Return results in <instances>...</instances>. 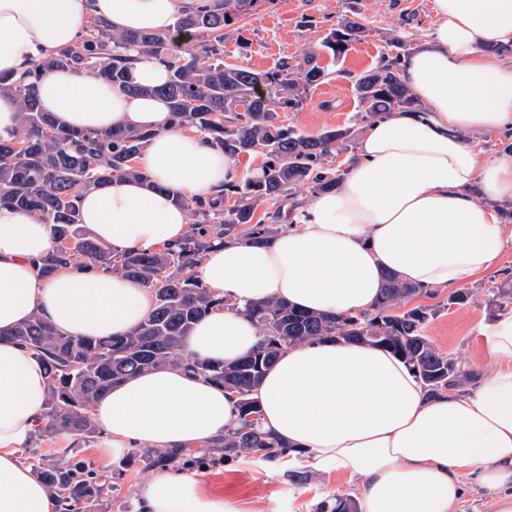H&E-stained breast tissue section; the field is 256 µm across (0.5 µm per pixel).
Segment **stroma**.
Wrapping results in <instances>:
<instances>
[{
  "label": "stroma",
  "mask_w": 512,
  "mask_h": 512,
  "mask_svg": "<svg viewBox=\"0 0 512 512\" xmlns=\"http://www.w3.org/2000/svg\"><path fill=\"white\" fill-rule=\"evenodd\" d=\"M348 17L366 24L369 35L344 57L332 58L322 42L334 25ZM433 28L430 0H275L273 6L236 23L224 40V61L266 71L287 58L316 55L327 73L325 80L310 88L299 109L280 113V120L306 136L338 126L361 131L365 125L354 91L356 78L373 69L389 51L391 37H400L412 50L428 39ZM510 276L512 249L505 253L500 270L467 284L465 304L449 305L444 293L434 299L440 310L428 322L426 334L440 352L457 359L463 374L476 368L490 371L499 365L484 329L499 316L490 302V291ZM103 442L99 436L79 445L71 460L108 476L110 489L103 512H134L140 487L154 471L142 462L144 449L107 456L101 451ZM195 476L205 493L224 498L232 512H315L322 500L357 493L355 484L344 475H320L300 462L263 463L253 454L196 471Z\"/></svg>",
  "instance_id": "35a3bbf8"
}]
</instances>
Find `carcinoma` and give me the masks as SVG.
Listing matches in <instances>:
<instances>
[{
	"label": "carcinoma",
	"mask_w": 512,
	"mask_h": 512,
	"mask_svg": "<svg viewBox=\"0 0 512 512\" xmlns=\"http://www.w3.org/2000/svg\"><path fill=\"white\" fill-rule=\"evenodd\" d=\"M274 0H224V12H197L179 17L175 31L192 37L184 54L174 55L168 35L134 31L112 34L106 22L94 19L80 45L37 64L16 80L0 77V94L19 102L17 129L0 137V206L29 211L50 224L57 244L40 267L51 274L62 263L89 262L122 273L152 287L156 305L139 326L122 336L72 338L56 332L38 316L13 328L9 336L27 346L45 365L49 384L38 440L59 435L75 437L72 444L37 459L35 472L63 512H93L106 495L107 481L65 461L75 445L91 442L98 429L91 419L93 404L112 386L141 372L168 365H185L238 396L239 423L224 434V458L260 454L272 462L285 455L286 444L264 431L247 416L258 412L252 398L265 372L289 347L313 341H357L390 350L404 360L435 396L460 378L456 360L437 350L424 334L436 309L416 306L402 313L393 310L408 299L425 295L394 273L385 277L375 309L356 316H335L299 311L284 301L270 300L247 308L261 336L246 357L228 365L188 358L183 341L192 325L216 307L224 306L192 274L214 243L249 237L264 240L279 227L257 217L266 201L288 199L305 187L317 194L337 186L340 176L324 169L327 158L351 149L355 130L327 129L303 136L278 119L276 109L299 107L308 88L325 77L313 54L291 64L281 61L267 71L224 64V30ZM365 24L340 22L325 37L323 47L332 57L346 55L351 45L367 36ZM396 53L354 84L364 106L362 121L374 122L396 110L418 107L401 82L406 48L391 39ZM164 60L169 80L159 87L128 81L132 54ZM71 67L86 70L123 85L134 95L161 96L180 123L209 136L230 159L260 155L262 164L228 184L220 199L190 208L189 234L175 248L115 254L96 241L79 223L82 194L108 182L115 174L144 181L136 158L151 137L148 132L103 130L84 133L55 123L40 110L36 84L45 71ZM233 203H228V199ZM492 304L504 311L512 304V281L492 290ZM288 343H282V338ZM176 450L144 458L145 467H168L180 460ZM316 512H359L356 499L338 496L324 501Z\"/></svg>",
	"instance_id": "carcinoma-1"
}]
</instances>
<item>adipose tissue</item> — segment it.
Returning a JSON list of instances; mask_svg holds the SVG:
<instances>
[{
  "mask_svg": "<svg viewBox=\"0 0 512 512\" xmlns=\"http://www.w3.org/2000/svg\"><path fill=\"white\" fill-rule=\"evenodd\" d=\"M431 36L401 79L425 112H395L369 124L335 190L295 210L263 241L238 239L205 252L195 275L226 307L185 339L188 357L231 363L260 340L246 309L284 300L343 316L371 311L387 272L417 287L458 288L498 270L512 230L498 204L512 202V153L488 159L478 133L512 129V62L485 53L512 44V0H432ZM224 0H0V76L76 46L91 19L110 32L175 35L178 16L220 12ZM37 97L60 125L86 131L152 132L137 167L146 188L116 177L80 200L83 227L117 252L159 249L189 232L188 206L217 198L237 166L203 133L172 118L158 97L81 70L44 73ZM56 248L49 224L0 206V512H59L57 498L19 454L37 432L47 374L8 336L40 316L65 336H116L154 308L151 288L102 269L61 265L41 276ZM485 334L505 367L470 374L428 396L406 364L359 343L288 348L253 397L263 428L319 474L359 483L360 512H456L466 486L492 492L494 512H512V313ZM233 393L170 365L116 384L92 408L103 451L166 450L222 438L238 422ZM140 512H230L193 475L167 471L143 487Z\"/></svg>",
  "mask_w": 512,
  "mask_h": 512,
  "instance_id": "1",
  "label": "adipose tissue"
}]
</instances>
